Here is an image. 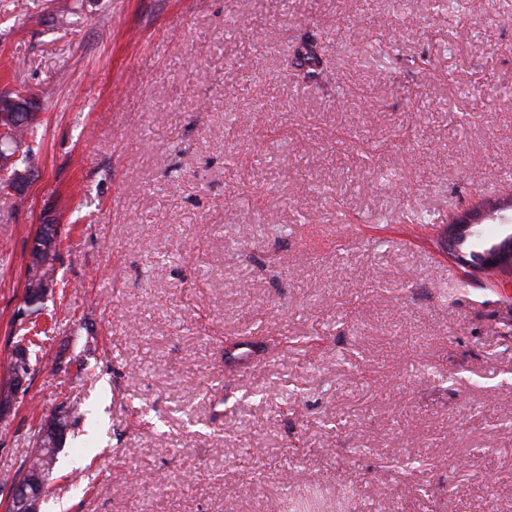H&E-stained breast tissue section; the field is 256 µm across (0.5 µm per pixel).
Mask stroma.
Segmentation results:
<instances>
[{
    "instance_id": "1",
    "label": "stroma",
    "mask_w": 512,
    "mask_h": 512,
    "mask_svg": "<svg viewBox=\"0 0 512 512\" xmlns=\"http://www.w3.org/2000/svg\"><path fill=\"white\" fill-rule=\"evenodd\" d=\"M60 1L0 0L37 126L0 191V478L78 398L40 512H512V277L438 245L512 198V0ZM44 224L66 287L31 313ZM325 47L318 35L307 37L291 50L293 63L300 69H318L324 66Z\"/></svg>"
}]
</instances>
